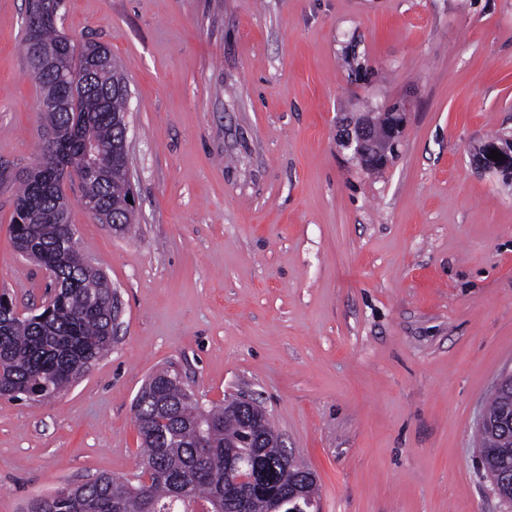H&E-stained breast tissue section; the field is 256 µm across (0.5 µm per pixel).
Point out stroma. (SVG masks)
<instances>
[{
	"instance_id": "1",
	"label": "stroma",
	"mask_w": 512,
	"mask_h": 512,
	"mask_svg": "<svg viewBox=\"0 0 512 512\" xmlns=\"http://www.w3.org/2000/svg\"><path fill=\"white\" fill-rule=\"evenodd\" d=\"M27 0H0V293L46 299L13 247L44 134ZM130 88L134 220L78 203L88 262L119 296L114 342L45 401L0 398V512L130 478L133 405L174 367L200 404L240 393L315 471L322 512H512L477 423L512 371V184L472 158L512 135V0H63ZM406 124L362 168L346 125Z\"/></svg>"
}]
</instances>
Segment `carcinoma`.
<instances>
[{
	"label": "carcinoma",
	"instance_id": "cac0c4a2",
	"mask_svg": "<svg viewBox=\"0 0 512 512\" xmlns=\"http://www.w3.org/2000/svg\"><path fill=\"white\" fill-rule=\"evenodd\" d=\"M37 28L39 44L52 51L59 44L56 24L27 12L25 33ZM97 44L70 42L63 56L71 76L88 81L89 93L70 97L66 106L43 111L46 126L64 131L57 143L43 142L42 169L22 181L14 212L24 210L26 223L11 219L17 250L25 251L53 275L51 309L21 317L0 312V397L42 401L65 391L112 346L110 321L117 298L106 275L78 251L64 247L73 225L62 224L57 206L67 200L61 185L64 168L78 170L84 142L93 136L106 150L121 142L114 123L125 117L129 93L114 83L124 81L115 61L109 70H90ZM82 196L101 203L103 213L126 230L133 220L128 206L129 164L116 166L103 180H80ZM489 416L512 414V388L494 394ZM141 439L136 483L101 474L72 486L61 500H45L33 512H253L288 493V477L305 468L280 446L272 425L266 427L270 448H246L245 419L227 415L225 406L204 408L182 382L178 372L162 368L150 377L134 404ZM480 459L485 473L506 475L496 494L512 504V429L485 430ZM259 474L252 483L239 481L241 470Z\"/></svg>",
	"mask_w": 512,
	"mask_h": 512
}]
</instances>
